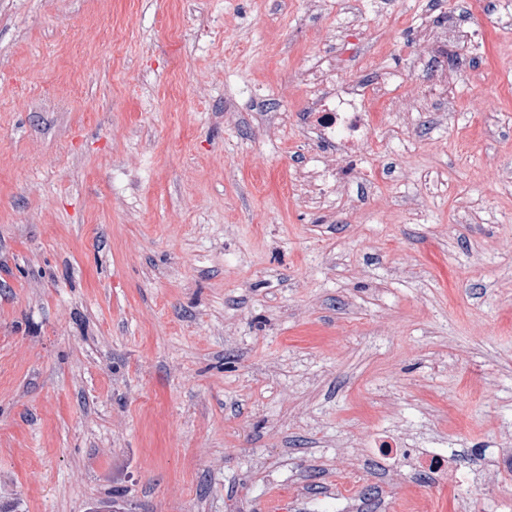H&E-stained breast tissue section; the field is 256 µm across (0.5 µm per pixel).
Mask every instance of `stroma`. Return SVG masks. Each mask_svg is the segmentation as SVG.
I'll use <instances>...</instances> for the list:
<instances>
[{"instance_id":"obj_1","label":"stroma","mask_w":512,"mask_h":512,"mask_svg":"<svg viewBox=\"0 0 512 512\" xmlns=\"http://www.w3.org/2000/svg\"><path fill=\"white\" fill-rule=\"evenodd\" d=\"M447 8L346 48L340 0H0V507L512 512V23L470 16L456 111L383 114L409 152L300 187L298 72L405 71Z\"/></svg>"}]
</instances>
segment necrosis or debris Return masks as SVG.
Returning <instances> with one entry per match:
<instances>
[{
  "label": "necrosis or debris",
  "mask_w": 512,
  "mask_h": 512,
  "mask_svg": "<svg viewBox=\"0 0 512 512\" xmlns=\"http://www.w3.org/2000/svg\"><path fill=\"white\" fill-rule=\"evenodd\" d=\"M477 32L461 24L456 10L423 19L418 28L421 47L409 72H390L377 69L375 76L361 82L345 76L336 66L335 58L324 65L309 66L299 74L300 81L315 94L307 102V122L316 136L337 146L340 157L323 162L315 173L316 192L325 196L345 186L361 173L363 156L369 151L379 116L371 106L381 102L387 111L400 109L395 89L407 76L428 75L421 95L446 104L454 99L440 76L448 72V54L471 44Z\"/></svg>",
  "instance_id": "1"
}]
</instances>
